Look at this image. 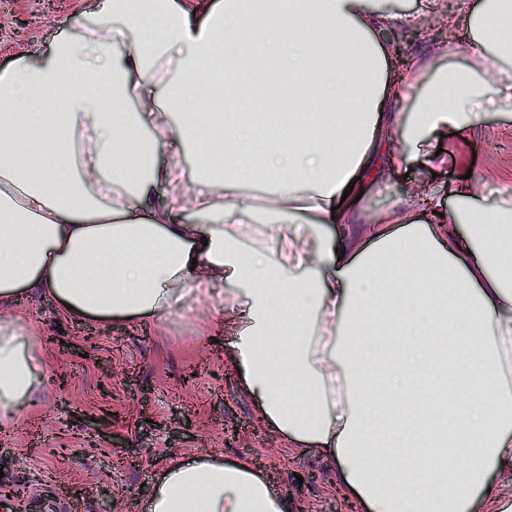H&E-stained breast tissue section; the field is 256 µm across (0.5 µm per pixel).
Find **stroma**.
Here are the masks:
<instances>
[{
  "label": "stroma",
  "instance_id": "obj_1",
  "mask_svg": "<svg viewBox=\"0 0 512 512\" xmlns=\"http://www.w3.org/2000/svg\"><path fill=\"white\" fill-rule=\"evenodd\" d=\"M420 0H371L385 14L412 15L392 26L393 68L412 60L421 75L441 63L463 64L467 30L449 34L443 16L422 11ZM90 0H0V71L43 61ZM473 145L442 137L447 166L412 162L409 174L366 178L358 209L370 216L409 200L407 183L438 191L469 176L482 205L512 197V112L488 113L473 130ZM227 286L209 298L190 296L185 314L150 329L58 317L50 300L31 295L17 312L38 323L50 345L42 349L43 380L30 402L0 429V487L13 512H39L35 481H50L61 500L84 512H139L168 457L218 453L248 458L271 490L302 512H353L336 494L334 470L313 450L290 448L262 422L252 396L228 365L229 344L215 343L210 323ZM305 484H298V477Z\"/></svg>",
  "mask_w": 512,
  "mask_h": 512
}]
</instances>
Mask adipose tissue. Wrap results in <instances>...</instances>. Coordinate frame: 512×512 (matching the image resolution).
<instances>
[{
  "label": "adipose tissue",
  "mask_w": 512,
  "mask_h": 512,
  "mask_svg": "<svg viewBox=\"0 0 512 512\" xmlns=\"http://www.w3.org/2000/svg\"><path fill=\"white\" fill-rule=\"evenodd\" d=\"M368 0H93L46 60L0 73V424L42 380L37 292L65 318L148 323L232 287L214 335L289 445L367 512H512V209L471 184L356 218L381 141L512 110V21L461 0V66L389 68ZM128 48L115 58L116 45ZM144 101L132 111L130 100ZM210 159L188 178L189 145ZM262 181L264 197L243 191ZM335 225L336 235L321 234ZM400 461L380 475L376 450ZM141 512H288L249 460L172 458Z\"/></svg>",
  "instance_id": "obj_1"
}]
</instances>
